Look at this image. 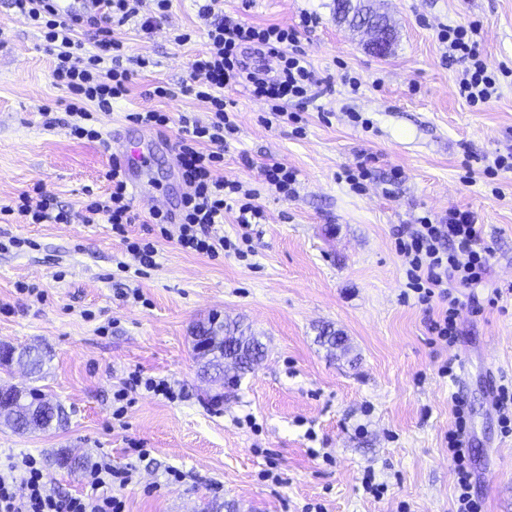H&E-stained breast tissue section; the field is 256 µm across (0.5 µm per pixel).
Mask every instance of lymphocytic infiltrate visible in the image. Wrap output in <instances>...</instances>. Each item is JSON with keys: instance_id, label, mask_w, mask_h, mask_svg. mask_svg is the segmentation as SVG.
<instances>
[{"instance_id": "obj_1", "label": "lymphocytic infiltrate", "mask_w": 512, "mask_h": 512, "mask_svg": "<svg viewBox=\"0 0 512 512\" xmlns=\"http://www.w3.org/2000/svg\"><path fill=\"white\" fill-rule=\"evenodd\" d=\"M170 0H103L102 16L94 18L60 17L53 0H11L15 12L43 35L55 57L52 79L72 96L66 108L65 126L70 136L91 141L101 139L96 129L97 115L112 109L113 101L130 91L135 69H147L145 56L129 57L121 40L112 34L116 25L138 19L141 32L152 35L165 17ZM211 17L207 30L208 48L191 64L199 84L187 86V93L204 103L208 115L200 119L180 116L175 158L187 191L179 204V247L186 252L216 256L228 247L215 228L225 214L235 216L242 230L261 223L264 212L256 205L255 190L242 182L223 177L224 150L228 135L237 131L232 104L224 97L226 88L244 85L253 97L268 103L273 115H280L291 99H309L317 79L302 52L294 50L298 28L317 25L318 18L303 14L298 27L277 24L256 26L224 13V0H208L200 9ZM481 27L472 22L445 27L439 40L445 44L450 61L462 63L458 93L476 104L489 100L497 90L498 76L480 50ZM252 49L273 59L274 70L249 69L242 59ZM104 178L106 192L85 207L84 223L110 224L113 232L125 236L126 250L138 261L135 275L156 267L157 249L153 243L128 240L127 227L136 223L133 198L128 182L117 162H110ZM2 215H18L26 224H67L69 210L59 206L44 189L35 194H20L15 205L0 206ZM482 225L473 212L449 210L446 217L432 221L421 217L413 225L399 249L407 265V286L422 303L438 298L447 301L445 311L431 320L435 336L455 344L456 317L464 305L463 292L481 285L490 270L489 252L482 247ZM455 424L448 433V451L454 461L456 512H484L482 502L472 492V474L466 465L469 437L463 403L455 405ZM86 478L92 494L73 496L49 487L43 466L34 455L0 469V512H125L122 499L112 496L113 483H128L132 473L105 460L91 465Z\"/></svg>"}]
</instances>
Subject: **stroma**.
Wrapping results in <instances>:
<instances>
[{
    "instance_id": "35a3bbf8",
    "label": "stroma",
    "mask_w": 512,
    "mask_h": 512,
    "mask_svg": "<svg viewBox=\"0 0 512 512\" xmlns=\"http://www.w3.org/2000/svg\"><path fill=\"white\" fill-rule=\"evenodd\" d=\"M394 30L389 51L336 24L333 0H224L225 14L255 25L320 18L298 46L323 78L307 108L265 124L267 106L245 89L225 90L239 130L224 153L225 178L259 193L265 221L253 225L247 255L189 254L176 238L158 241L157 265L135 279L134 264L110 225L24 224L0 215V345L37 347L41 375L0 366V386L37 387L62 405L66 421L24 434L0 423V466L33 454L46 460L56 491L84 494V469L49 464L53 451L133 471L113 485L126 512H454V464L446 435L455 400L469 411L473 491L485 512H512V436L503 435L489 393L512 377V295L485 303L512 282V170L488 176L512 153V76L489 102L459 98L462 64L448 62L438 39L446 26L481 24L490 66L512 67V0H374ZM198 0H170L151 38L137 21L116 30L130 55L150 56L129 94L100 113L103 135L142 127L131 113L155 108L204 116L181 94L190 64L207 48ZM192 39L174 44V33ZM54 58L41 33L0 0V203L35 185L80 211L88 193H103L111 151L75 140L62 127L70 95L56 85ZM175 90L154 97L156 85ZM147 186L135 197L132 236L151 239V212L175 206L186 192L173 145L176 125L156 128ZM275 158L297 173L296 194L267 189L260 167ZM474 212L491 248L490 273L474 289L481 313L463 308L454 346L429 331L436 305L406 294L398 230L424 213ZM30 285L19 292L18 283ZM139 288L141 299L123 298ZM257 337L266 355L239 386L204 379L192 331L212 315ZM340 332L348 351L322 345V329ZM454 362L453 376L441 375ZM167 379L178 397L145 390L114 394L128 375ZM182 479L169 483V470ZM275 472L279 481L267 479ZM384 484L383 496L363 487Z\"/></svg>"
}]
</instances>
